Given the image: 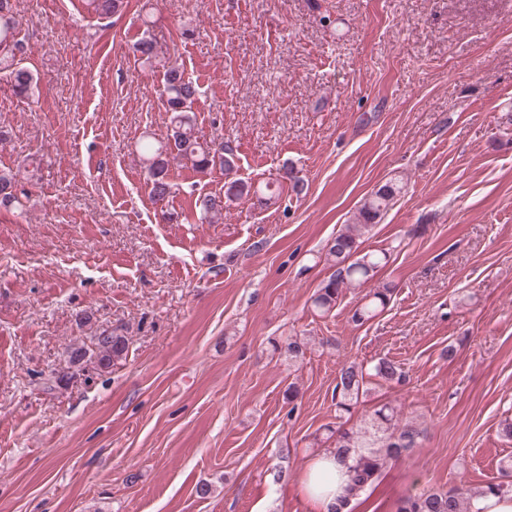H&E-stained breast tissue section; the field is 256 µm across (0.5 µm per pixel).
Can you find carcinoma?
<instances>
[{
    "label": "carcinoma",
    "instance_id": "obj_1",
    "mask_svg": "<svg viewBox=\"0 0 512 512\" xmlns=\"http://www.w3.org/2000/svg\"><path fill=\"white\" fill-rule=\"evenodd\" d=\"M14 0H0V73H7L13 79L19 93L34 95L37 82L33 74L21 66L18 54L22 51L19 32L22 19L15 12ZM88 8L100 17H109L122 6V0H87ZM165 81L161 98L165 111L171 113V134L165 144L152 142L143 145L147 179L152 185L151 193L155 203L161 204L171 192L170 171L179 163H189L193 170L205 174L215 168L224 171L229 180L224 182V194H204L197 198L200 220L216 219L224 212V200L239 199L253 195L260 202L269 198L263 191L270 190L239 179L230 178L236 168L237 147L233 141L216 136L202 139L195 133L193 104L199 95L198 85L181 70L177 60L169 56L164 63ZM280 178L288 181L295 195L306 193L307 184L291 167H283ZM404 193V185L398 179H391L366 196L358 207L353 222L331 241L326 260L331 273L322 281L314 294L312 303L316 311L328 314L350 290L362 288L391 259L388 249L361 250L362 238L380 223L394 203ZM27 195L17 175L0 173V207H11L20 203V197ZM394 289L387 285L370 289L355 308L351 322L362 326L374 319L390 303ZM96 348L79 346L73 349L75 360L90 356L103 367L121 359L129 349L126 336L109 333L104 338L94 337ZM386 384H401L406 381L402 366L389 358H380L371 369L350 363L343 365L337 376L333 393L336 401L337 418L353 415L361 400L372 392V381ZM424 429L415 419L401 416L389 404L374 406L372 411L355 426L336 428L334 449L350 475V482L336 499L331 512H344L352 500L364 492L378 479L385 463L422 447ZM512 494V484L489 482L472 492L455 489L448 492L423 491L403 497L397 512H480L475 498L480 495L504 497Z\"/></svg>",
    "mask_w": 512,
    "mask_h": 512
}]
</instances>
